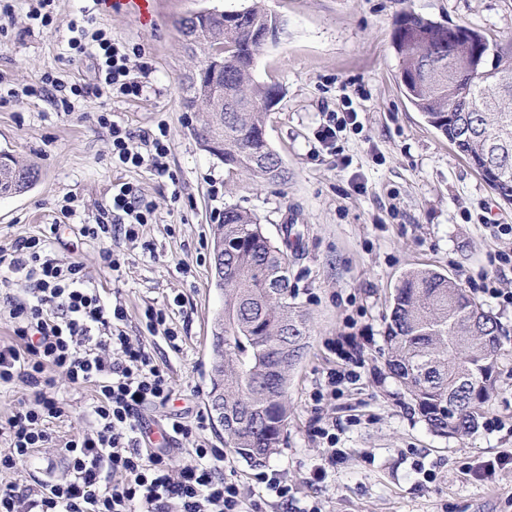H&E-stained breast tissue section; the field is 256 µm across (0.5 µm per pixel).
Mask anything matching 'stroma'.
Returning <instances> with one entry per match:
<instances>
[{
  "label": "stroma",
  "mask_w": 512,
  "mask_h": 512,
  "mask_svg": "<svg viewBox=\"0 0 512 512\" xmlns=\"http://www.w3.org/2000/svg\"><path fill=\"white\" fill-rule=\"evenodd\" d=\"M254 2L154 0L146 24L119 0H101L94 28L139 49L148 86L136 98L90 96L60 112L24 91L47 74L68 86L93 81L91 59L67 47L65 24L86 0H55L56 20L46 27L31 19L32 0H7L11 15L0 20V152L36 168L39 178L25 194L0 198V248L59 225L52 257L81 262L106 301L121 299L129 334L150 344L174 383L172 401L145 413L160 428L170 415L192 423L208 412L211 322L224 304L211 276L212 237L225 207L250 211L275 243L281 225H296L304 254L291 279L311 332L288 383L281 448L261 468L224 455V476L239 485L244 504H261L264 512H512V307L482 290L489 282L512 291V270L493 272L495 256L512 252V235L496 230L512 225V205L408 102L392 47L395 21L406 11L508 43L512 0H264L285 23L278 42L260 51L254 72L280 91L266 138L288 170L284 184L228 172L194 135L201 113L182 105L181 82L197 60L184 48L179 20ZM105 111L135 136L166 125L168 175L155 176L148 158L138 167L113 163L109 131L97 121ZM332 117L343 126L329 142L320 131ZM118 183L138 188L153 215L136 240L113 233V248L126 258L115 275L101 259V243L82 237L79 227L95 223ZM69 197L78 205L70 218L62 212ZM412 268L455 278L502 327L507 354L490 412L463 437L433 432L385 367L384 318ZM150 307L170 316L176 343L150 335ZM333 370L359 378L332 389ZM53 391L71 406L55 437L85 431L93 390L72 389L60 375ZM321 428L336 439L335 462L327 460ZM199 444L224 445L207 418L197 435L177 441L173 466L194 464ZM495 458L501 464L488 478L472 475L477 463ZM319 467L326 477L318 482ZM265 470L292 486L288 501L270 495L260 479Z\"/></svg>",
  "instance_id": "stroma-1"
}]
</instances>
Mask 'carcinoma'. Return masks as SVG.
<instances>
[{
    "mask_svg": "<svg viewBox=\"0 0 512 512\" xmlns=\"http://www.w3.org/2000/svg\"><path fill=\"white\" fill-rule=\"evenodd\" d=\"M223 15L206 26L224 36V101L212 100L209 75L183 82V105L205 114L199 133L205 149L220 151L229 171L243 170L269 182L288 181V170L265 137L275 86L254 81L258 34L284 30V21L260 5L224 31ZM453 46L448 29L407 11L396 21L393 48L403 93L426 122L442 134L488 184L512 204V45L472 30ZM479 54L491 76L471 83L462 70ZM454 106L465 113L448 112ZM38 180L32 166L6 158L0 164V197L24 194ZM274 245L254 217L224 208L214 241L223 243L224 368L211 391L224 395V446L253 466L280 448L288 426L291 371L309 333L308 317L291 282L290 236ZM385 366L431 430L461 437L486 413L501 357L499 324L483 305L448 275L427 268L406 271L385 318Z\"/></svg>",
    "mask_w": 512,
    "mask_h": 512,
    "instance_id": "cac0c4a2",
    "label": "carcinoma"
}]
</instances>
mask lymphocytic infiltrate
I'll return each mask as SVG.
<instances>
[{
    "mask_svg": "<svg viewBox=\"0 0 512 512\" xmlns=\"http://www.w3.org/2000/svg\"><path fill=\"white\" fill-rule=\"evenodd\" d=\"M93 22L87 13L67 28L69 48L93 61L94 83L67 86L49 74L42 79L40 94L61 111H73L74 98H99L107 90L134 98L143 93V82L130 77L129 48L93 29ZM98 122L110 131L113 160L137 167L149 157L157 175L168 174L166 127L136 138L107 114ZM107 213L81 225L80 232L102 243V260L117 273L125 259L111 247L113 228L136 238L152 209L125 184ZM57 231L53 224L47 235L19 239L9 261L23 273L27 292L11 302L13 337L0 340V389L20 382L29 396L0 419V443L7 447L0 472L23 467L35 449L54 443L64 459L63 474L23 486L1 481L0 512H242L239 487L223 473L222 449H195L196 464L178 470L167 449L151 447L141 411L170 402L171 378L146 344L129 336L122 302L104 303L82 263L49 255ZM59 373L73 388H93L95 400L89 428L57 442L51 429L71 413L70 404L51 393Z\"/></svg>",
    "mask_w": 512,
    "mask_h": 512,
    "instance_id": "obj_1",
    "label": "lymphocytic infiltrate"
}]
</instances>
